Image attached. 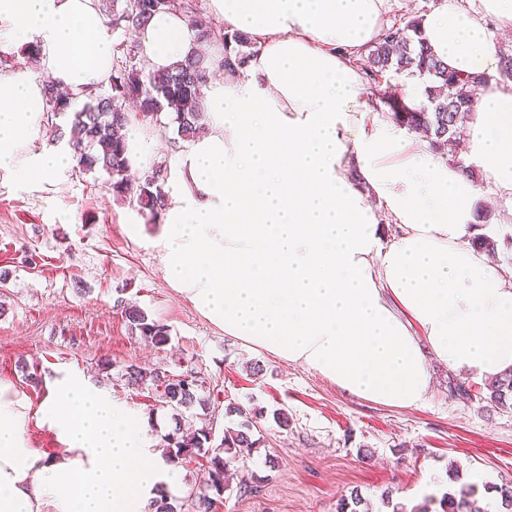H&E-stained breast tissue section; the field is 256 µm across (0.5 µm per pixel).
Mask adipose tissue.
<instances>
[{"label": "adipose tissue", "mask_w": 512, "mask_h": 512, "mask_svg": "<svg viewBox=\"0 0 512 512\" xmlns=\"http://www.w3.org/2000/svg\"><path fill=\"white\" fill-rule=\"evenodd\" d=\"M389 0H207L254 39L237 73L204 89L207 128L170 168L157 243L166 279L225 336L303 365L386 407L427 400L430 361L484 383L512 370V280L471 244L480 197L468 165L512 201V81L486 28L512 33V0H468L423 16L422 37L461 75H481L457 162L382 120L359 65ZM0 39L38 44L47 79L79 95L107 84L114 40L98 0H0ZM148 70L200 47L181 12L136 35ZM44 80L0 75V171L26 183L72 166L34 149ZM41 417L65 445L28 447L23 405L0 384V512H145L167 470L148 425L77 378L58 380Z\"/></svg>", "instance_id": "obj_1"}]
</instances>
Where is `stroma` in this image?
Returning <instances> with one entry per match:
<instances>
[{
	"instance_id": "1",
	"label": "stroma",
	"mask_w": 512,
	"mask_h": 512,
	"mask_svg": "<svg viewBox=\"0 0 512 512\" xmlns=\"http://www.w3.org/2000/svg\"><path fill=\"white\" fill-rule=\"evenodd\" d=\"M157 232L136 203L113 196L103 171L75 166L55 183L26 185L0 172V382L26 402L29 447L50 459L62 452L39 409L64 375L133 408L162 438L172 411L160 388L128 384L124 369L135 364L196 376L202 403L186 420L209 425L213 444L224 436L226 405L265 408L260 444L234 465L214 512H337L353 491L381 512L384 494L416 504L463 484L491 512V488L512 487V409L487 401L484 385L466 380L468 397H452L449 371L436 364L420 407L346 395L225 336L166 280ZM121 300L165 324L168 344L131 331ZM281 408L284 428L272 418ZM247 474L260 477L258 494H241Z\"/></svg>"
}]
</instances>
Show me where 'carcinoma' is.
I'll use <instances>...</instances> for the list:
<instances>
[{
  "mask_svg": "<svg viewBox=\"0 0 512 512\" xmlns=\"http://www.w3.org/2000/svg\"><path fill=\"white\" fill-rule=\"evenodd\" d=\"M108 31L122 32L124 41L117 44L112 74L107 85L84 94L86 102L74 108L75 98L60 94L53 86L45 88L47 115L53 118L72 113L69 132L55 129L57 137L68 138V145L85 172L103 170L110 176L112 193L120 198L136 200L141 212L156 220L164 211L167 195L164 190L170 176L167 160L156 161L151 173L143 180L132 182L128 176L127 147L119 131L132 121V113L123 105L136 103L143 120L158 119L163 112L171 114L170 122L177 124L181 140L191 141L204 125L206 112L202 89L213 60L196 54L172 68L146 73L138 67L135 33L157 12L179 10L199 27V38L211 42L222 37L224 52L222 65L227 72L241 69L257 50V45L241 33H215L212 26L198 15L192 0H99ZM366 75L374 85V96L388 108L390 118L399 126L421 129L428 134L432 151L443 156L453 151L465 130V121L473 102L472 86L478 83L474 76H462L439 60L424 43L421 20L411 19L404 26H391L381 33L374 45L366 50ZM393 70L410 77L427 79L426 95L429 108L408 106L396 88L380 86L376 77ZM129 327L157 346L168 342L167 326L149 317L143 309L131 305L123 307ZM125 376L133 385L164 383L165 404L173 410L175 427L165 435L169 457L182 461L201 453L209 455L206 476L198 491L191 497V512H213L214 503L224 493V472L234 462L251 454L258 440L254 431L265 418L264 410L255 406L230 403L224 416L237 417L224 427V437L217 448L207 447L211 431H189L182 425L184 412L199 403L195 380L169 379L162 381L160 374L141 366L129 365ZM486 399L507 407L512 404V372L487 385ZM363 499L357 492L341 499L337 512H368L362 508ZM441 512H488L475 499V486L462 485L439 500Z\"/></svg>",
  "mask_w": 512,
  "mask_h": 512,
  "instance_id": "cac0c4a2",
  "label": "carcinoma"
}]
</instances>
